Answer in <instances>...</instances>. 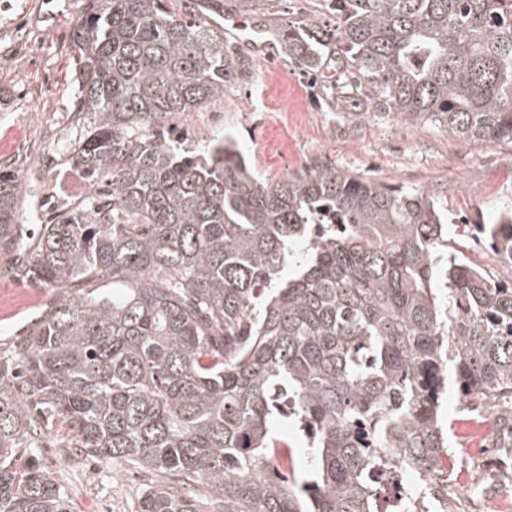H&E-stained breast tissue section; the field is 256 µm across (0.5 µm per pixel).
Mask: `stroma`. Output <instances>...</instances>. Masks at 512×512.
Returning <instances> with one entry per match:
<instances>
[{
	"label": "stroma",
	"mask_w": 512,
	"mask_h": 512,
	"mask_svg": "<svg viewBox=\"0 0 512 512\" xmlns=\"http://www.w3.org/2000/svg\"><path fill=\"white\" fill-rule=\"evenodd\" d=\"M317 0H256L252 13L224 0V14L254 25L274 46L260 56L233 39L250 72L224 97L178 123V135L202 144L233 138L263 179L277 182L316 157L435 198L448 217V244L500 282L512 266L478 238L476 224L512 210V142H464L421 120L394 119L325 100L312 78L288 64L278 33L317 11ZM82 0H0V166L24 175L69 170L83 133L74 116V63L69 33ZM0 256V361L9 362L53 291L6 275ZM456 481L447 505L421 498L420 512H512V448H485L487 427L464 408L456 386L441 404ZM70 433L52 421L35 451L65 488L72 512H136L148 475L120 463L84 458Z\"/></svg>",
	"instance_id": "stroma-1"
}]
</instances>
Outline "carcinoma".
<instances>
[{
  "label": "carcinoma",
  "instance_id": "carcinoma-1",
  "mask_svg": "<svg viewBox=\"0 0 512 512\" xmlns=\"http://www.w3.org/2000/svg\"><path fill=\"white\" fill-rule=\"evenodd\" d=\"M83 5L72 160L95 193L7 269L63 296L16 351L19 375L0 368V512H71L53 477L17 467L41 413L81 454L162 475L138 512H202L201 486L210 512H404L381 482L391 466L443 474L448 364L469 411L499 405L511 448L512 285L448 253L434 199L322 158L270 184L230 137H172L244 77L224 26L169 0ZM331 5L336 32L308 18L281 39L286 61L337 70L340 101L362 90L367 112L512 141V0ZM19 190L0 172V255ZM476 228L512 265V213ZM277 416L300 423L312 480L282 468Z\"/></svg>",
  "mask_w": 512,
  "mask_h": 512
}]
</instances>
